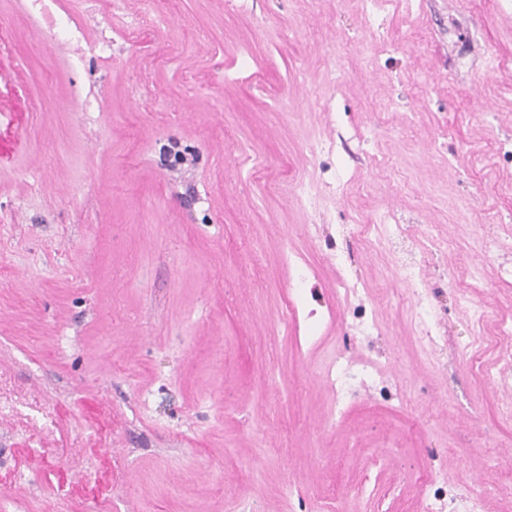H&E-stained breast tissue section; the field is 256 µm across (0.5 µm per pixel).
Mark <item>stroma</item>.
Listing matches in <instances>:
<instances>
[{
	"instance_id": "1",
	"label": "stroma",
	"mask_w": 512,
	"mask_h": 512,
	"mask_svg": "<svg viewBox=\"0 0 512 512\" xmlns=\"http://www.w3.org/2000/svg\"><path fill=\"white\" fill-rule=\"evenodd\" d=\"M1 30L10 512H419L426 477L512 512V157L485 151L512 142V0H0ZM378 213L412 227L439 352L393 248L352 236ZM338 359L382 380L341 414Z\"/></svg>"
}]
</instances>
